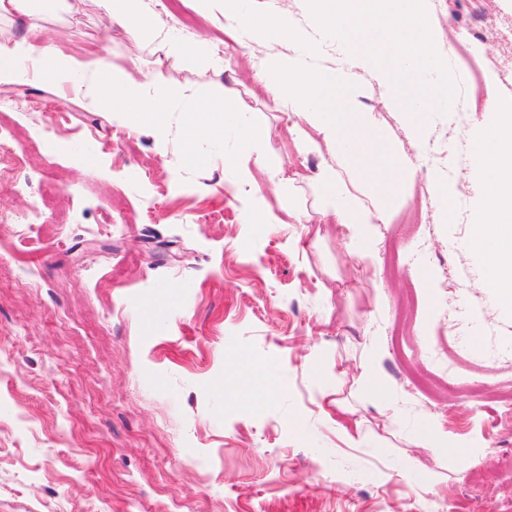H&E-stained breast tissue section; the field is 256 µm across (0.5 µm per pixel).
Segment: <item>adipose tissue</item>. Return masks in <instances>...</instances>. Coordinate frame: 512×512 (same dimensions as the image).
<instances>
[{"label":"adipose tissue","instance_id":"obj_1","mask_svg":"<svg viewBox=\"0 0 512 512\" xmlns=\"http://www.w3.org/2000/svg\"><path fill=\"white\" fill-rule=\"evenodd\" d=\"M97 7L120 25L136 43L156 46L169 66L210 64L216 58L213 42L200 39L185 44L158 30L143 0H95ZM52 75L95 98L101 106L123 113L134 125L157 118L170 103L185 100L189 125L196 134L212 137L223 133L224 116L234 107L219 105L189 87L165 79L162 72L132 73L106 64L103 59L78 61L65 56L48 42L17 41L0 44V83L28 80L32 75ZM493 121L476 141L475 166L489 189L485 194L471 243L487 266L485 288L506 307H512V104H489Z\"/></svg>","mask_w":512,"mask_h":512}]
</instances>
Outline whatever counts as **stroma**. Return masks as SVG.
Masks as SVG:
<instances>
[{
    "label": "stroma",
    "instance_id": "1",
    "mask_svg": "<svg viewBox=\"0 0 512 512\" xmlns=\"http://www.w3.org/2000/svg\"><path fill=\"white\" fill-rule=\"evenodd\" d=\"M457 0L428 19L445 43L483 18L512 24V0ZM223 16L196 18L191 36L222 45L219 67H163L92 0L36 18H0V37L51 40L64 54L164 77L245 112L261 113L272 161L241 152L234 130L194 136L184 106L165 134L130 129L73 88L33 78L0 84V104L26 97L53 112H17L39 137L52 113L72 133L52 160L36 157L23 192L0 193V216L58 187L44 225L0 223V512H512V422H495L512 385V309L484 288L471 240L484 192L474 167L451 180L443 215L430 173L448 176L458 139L474 141L491 113L458 130L430 113L420 142L403 124L389 82L353 63L352 97L370 129L391 140L403 178L357 255L347 230L320 223L316 173L335 164L351 194L375 187L332 151L299 153V118L265 91L267 50L225 45ZM485 92L512 98V46L477 45ZM112 151L100 154L101 141ZM439 142L444 163L416 165L417 144ZM206 156L195 165L192 153ZM254 175L239 180L240 168ZM287 183L291 210L275 189ZM261 199L266 223L242 198ZM448 274L455 286L437 288ZM377 361L380 386L361 373ZM466 375L470 390L448 389ZM275 391L253 393L265 383ZM359 422L369 446L348 447L330 413ZM457 442L418 446L427 422Z\"/></svg>",
    "mask_w": 512,
    "mask_h": 512
}]
</instances>
